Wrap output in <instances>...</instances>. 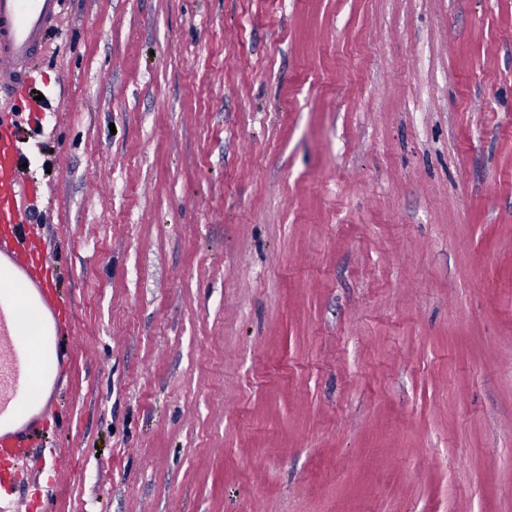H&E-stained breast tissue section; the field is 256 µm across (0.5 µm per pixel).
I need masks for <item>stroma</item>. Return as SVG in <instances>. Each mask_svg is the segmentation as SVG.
<instances>
[{
    "label": "stroma",
    "instance_id": "1",
    "mask_svg": "<svg viewBox=\"0 0 512 512\" xmlns=\"http://www.w3.org/2000/svg\"><path fill=\"white\" fill-rule=\"evenodd\" d=\"M0 97L78 347L56 512H512V0H63Z\"/></svg>",
    "mask_w": 512,
    "mask_h": 512
}]
</instances>
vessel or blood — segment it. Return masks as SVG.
Listing matches in <instances>:
<instances>
[{
	"label": "vessel or blood",
	"instance_id": "vessel-or-blood-1",
	"mask_svg": "<svg viewBox=\"0 0 512 512\" xmlns=\"http://www.w3.org/2000/svg\"><path fill=\"white\" fill-rule=\"evenodd\" d=\"M62 0H0V93L25 86L29 62L54 26ZM27 190L18 159L0 136V197ZM56 305L19 250L0 248V484H16L14 465L52 402L45 392L70 358L58 340Z\"/></svg>",
	"mask_w": 512,
	"mask_h": 512
}]
</instances>
